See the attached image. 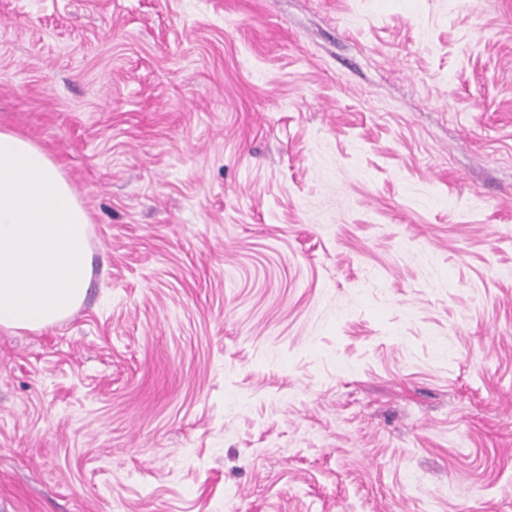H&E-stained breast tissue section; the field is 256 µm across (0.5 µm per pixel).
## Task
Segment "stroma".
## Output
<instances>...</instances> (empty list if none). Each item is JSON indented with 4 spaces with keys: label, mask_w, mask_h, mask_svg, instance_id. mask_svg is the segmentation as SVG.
<instances>
[{
    "label": "stroma",
    "mask_w": 512,
    "mask_h": 512,
    "mask_svg": "<svg viewBox=\"0 0 512 512\" xmlns=\"http://www.w3.org/2000/svg\"><path fill=\"white\" fill-rule=\"evenodd\" d=\"M0 128L90 218L0 512H512V0H0Z\"/></svg>",
    "instance_id": "35a3bbf8"
}]
</instances>
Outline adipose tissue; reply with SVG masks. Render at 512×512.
<instances>
[{
  "mask_svg": "<svg viewBox=\"0 0 512 512\" xmlns=\"http://www.w3.org/2000/svg\"><path fill=\"white\" fill-rule=\"evenodd\" d=\"M88 224L43 148L0 130V327L39 330L81 306L90 279Z\"/></svg>",
  "mask_w": 512,
  "mask_h": 512,
  "instance_id": "adipose-tissue-1",
  "label": "adipose tissue"
}]
</instances>
